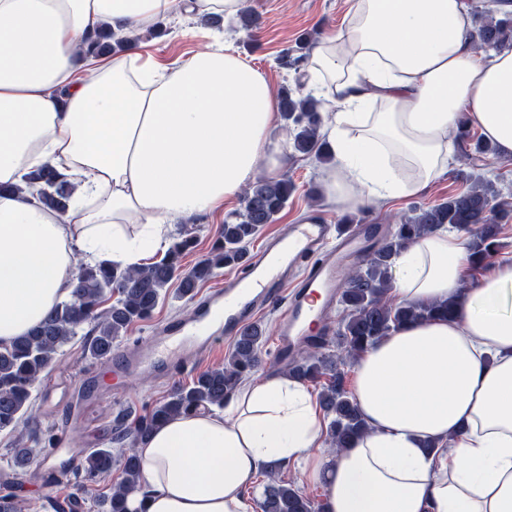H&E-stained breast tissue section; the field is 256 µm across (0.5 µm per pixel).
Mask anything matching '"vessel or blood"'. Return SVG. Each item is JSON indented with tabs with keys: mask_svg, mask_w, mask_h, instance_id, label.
I'll use <instances>...</instances> for the list:
<instances>
[{
	"mask_svg": "<svg viewBox=\"0 0 512 512\" xmlns=\"http://www.w3.org/2000/svg\"><path fill=\"white\" fill-rule=\"evenodd\" d=\"M381 238L374 224L337 227L309 214L291 234L272 238L248 254L221 287L200 297L193 316L167 323L159 332L113 352L107 359L116 372L169 378L191 369L214 344L238 336L255 323L261 307L279 306L275 353L287 357L296 344L312 340V324L329 334L336 287L350 262Z\"/></svg>",
	"mask_w": 512,
	"mask_h": 512,
	"instance_id": "vessel-or-blood-1",
	"label": "vessel or blood"
}]
</instances>
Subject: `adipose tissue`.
I'll use <instances>...</instances> for the list:
<instances>
[{
  "label": "adipose tissue",
  "mask_w": 512,
  "mask_h": 512,
  "mask_svg": "<svg viewBox=\"0 0 512 512\" xmlns=\"http://www.w3.org/2000/svg\"><path fill=\"white\" fill-rule=\"evenodd\" d=\"M245 0H0V343L71 292L75 258L123 268L166 249L174 222L233 201L288 158L263 73L223 36L168 66L134 49L83 54L87 36L169 17L234 18ZM467 0H349L305 63L336 113L327 126L338 205L424 191L452 159L460 119L512 156V51L476 53ZM52 165L75 191L59 214L24 186ZM461 233L441 228L395 259L402 301L450 299L354 365L368 431L328 448L303 383L271 376L222 410L179 416L137 448L148 498L133 512H254L260 471L297 467L325 512H512V261L461 280ZM436 443L428 451L427 443Z\"/></svg>",
  "instance_id": "adipose-tissue-1"
}]
</instances>
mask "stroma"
I'll list each match as a JSON object with an SVG mask.
<instances>
[{
  "instance_id": "stroma-1",
  "label": "stroma",
  "mask_w": 512,
  "mask_h": 512,
  "mask_svg": "<svg viewBox=\"0 0 512 512\" xmlns=\"http://www.w3.org/2000/svg\"><path fill=\"white\" fill-rule=\"evenodd\" d=\"M245 6L255 14L256 26L247 31L235 19L222 23L227 40L248 64L266 75L273 94H280L282 88L287 87L298 90L300 95H308V87L298 86L295 71L282 64V53L284 49L307 42L311 35L322 36L336 29L347 11V0H245ZM207 30V24L201 19L177 14L160 23L155 35L149 34L147 26H140L138 46L151 53L156 61L170 64L205 50ZM334 167L331 159L322 161L290 153L280 175L292 182L294 191L274 223L266 225L259 233V240L287 233L289 225L311 208L324 211L337 224L346 220L366 221L391 228L409 215L413 206L435 204L463 191L467 186L465 175L471 170L468 162L457 156L447 171L418 195L348 210L335 204L324 191L325 181ZM241 207L242 202L237 199L225 206L222 213L176 220L175 230L188 231L196 239V248L184 258L183 267L194 266L208 253L226 215ZM193 312V303L181 298L178 282H171L152 318L132 326L125 339L130 342L150 335L153 328L171 320L189 318ZM92 366V360L84 354L81 338H74L63 347L56 365L35 390L33 423L44 431L62 432L75 449L109 447L112 421L119 412L145 413L166 399L174 386L147 375L132 377L123 383L115 379L108 385L101 377L92 376L100 395L89 397L79 389L78 382L82 376L92 375ZM16 441L15 433L0 432V475L7 476L8 490L21 501L22 512H45L46 500H61L72 494L71 480L54 484L48 479L51 461L26 469L15 467L10 450Z\"/></svg>"
}]
</instances>
